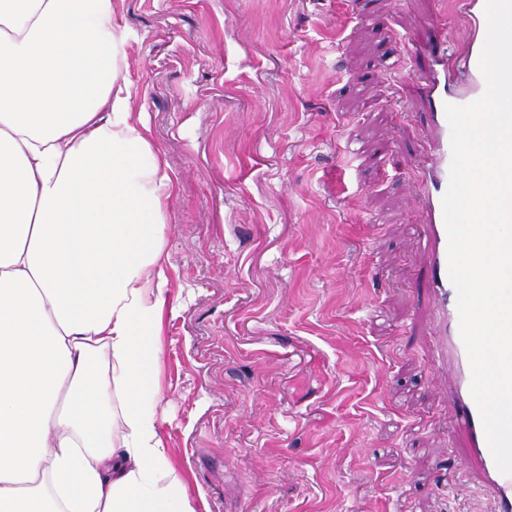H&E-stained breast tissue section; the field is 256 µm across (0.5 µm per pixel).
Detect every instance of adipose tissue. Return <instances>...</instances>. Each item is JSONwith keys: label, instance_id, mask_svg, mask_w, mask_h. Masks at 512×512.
I'll use <instances>...</instances> for the list:
<instances>
[{"label": "adipose tissue", "instance_id": "1", "mask_svg": "<svg viewBox=\"0 0 512 512\" xmlns=\"http://www.w3.org/2000/svg\"><path fill=\"white\" fill-rule=\"evenodd\" d=\"M113 0H0V512H194L159 435L166 203Z\"/></svg>", "mask_w": 512, "mask_h": 512}]
</instances>
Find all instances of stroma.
<instances>
[{"label":"stroma","mask_w":512,"mask_h":512,"mask_svg":"<svg viewBox=\"0 0 512 512\" xmlns=\"http://www.w3.org/2000/svg\"><path fill=\"white\" fill-rule=\"evenodd\" d=\"M433 3L116 0L177 185L156 417L194 512H493L419 334L425 72L392 64Z\"/></svg>","instance_id":"obj_1"}]
</instances>
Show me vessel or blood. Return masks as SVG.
<instances>
[{"mask_svg": "<svg viewBox=\"0 0 512 512\" xmlns=\"http://www.w3.org/2000/svg\"><path fill=\"white\" fill-rule=\"evenodd\" d=\"M486 0H439L433 22L423 42L429 80L421 93L427 104L426 116L431 141L430 153L422 165L420 183L424 224L425 278L421 283L432 309L425 330L429 336V366L433 377L448 390L455 411L456 426L466 433V460L476 466L480 483L494 499L496 512H512V475L501 473L493 459L479 409L470 393L471 371L459 331L457 295L448 274V236L443 218L442 197L448 187L451 163L450 128L446 104L466 105L486 90L480 70L488 21ZM455 6L465 19L457 38L464 52L456 65L448 63V6Z\"/></svg>", "mask_w": 512, "mask_h": 512, "instance_id": "obj_1", "label": "vessel or blood"}]
</instances>
